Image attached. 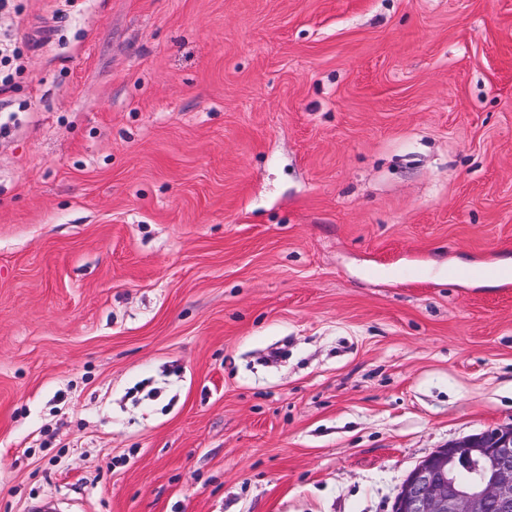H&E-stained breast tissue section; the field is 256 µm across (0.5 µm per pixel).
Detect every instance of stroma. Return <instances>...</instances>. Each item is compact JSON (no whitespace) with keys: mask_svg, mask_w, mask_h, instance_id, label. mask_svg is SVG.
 Segmentation results:
<instances>
[{"mask_svg":"<svg viewBox=\"0 0 512 512\" xmlns=\"http://www.w3.org/2000/svg\"><path fill=\"white\" fill-rule=\"evenodd\" d=\"M0 512H392L512 424V0H13Z\"/></svg>","mask_w":512,"mask_h":512,"instance_id":"stroma-1","label":"stroma"}]
</instances>
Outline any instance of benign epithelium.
<instances>
[{
	"label": "benign epithelium",
	"mask_w": 512,
	"mask_h": 512,
	"mask_svg": "<svg viewBox=\"0 0 512 512\" xmlns=\"http://www.w3.org/2000/svg\"><path fill=\"white\" fill-rule=\"evenodd\" d=\"M392 512H512V424L425 457L401 483Z\"/></svg>",
	"instance_id": "obj_1"
}]
</instances>
